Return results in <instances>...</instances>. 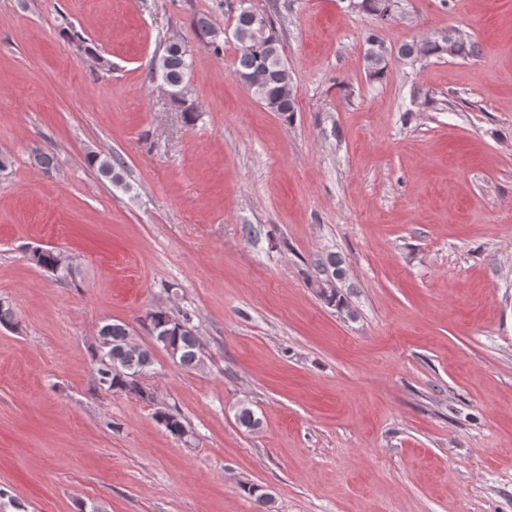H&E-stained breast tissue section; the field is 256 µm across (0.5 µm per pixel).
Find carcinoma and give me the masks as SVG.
Segmentation results:
<instances>
[{
	"label": "carcinoma",
	"instance_id": "1",
	"mask_svg": "<svg viewBox=\"0 0 512 512\" xmlns=\"http://www.w3.org/2000/svg\"><path fill=\"white\" fill-rule=\"evenodd\" d=\"M392 3L394 0H361L364 11L380 22L390 19L389 6ZM260 18L266 20V32L264 38L257 41L254 39L253 11L248 8L239 9L235 14L233 34L241 46V53L236 61L234 74L262 104L273 112L289 117L296 112L293 78L284 61L282 41L276 27L268 16L262 14ZM194 28L199 34L210 38L209 44L214 51L221 50L222 31L215 28L208 19H198ZM364 41L368 68L373 76L379 78L384 74V42L374 28L365 33ZM477 52L478 47L475 44L462 41L454 33L448 32L421 42L406 44L400 48L399 54L405 59L415 61L444 54L472 56ZM190 69V55L186 46L178 42L168 44L163 54L153 60L150 68L151 78L160 80L171 98L185 106L183 115L188 123L197 119V110L186 105L190 94ZM87 160L113 186L128 189L124 178L125 166L121 158L92 152ZM57 256V251L40 246L32 248L29 253V259L36 266L65 280L73 275L74 267L58 266ZM315 267L318 273L315 283L320 297L330 303L343 304L338 294V284L345 277L346 270L340 256L328 252L316 260ZM145 322L152 338L150 346L134 343L130 329L124 324L104 325L99 332L95 361L100 385L114 393L134 395L149 401L153 396L143 387L141 379L154 365L152 347L164 350L175 364L190 370L202 366L204 353L189 312L182 310L174 314L166 308L157 307L147 311ZM155 419L171 436L179 440L190 433L178 412L158 411ZM236 421L247 431H253L259 426V419L248 407L238 410ZM248 494L254 497L259 512H274L272 494L255 486L248 488Z\"/></svg>",
	"mask_w": 512,
	"mask_h": 512
}]
</instances>
